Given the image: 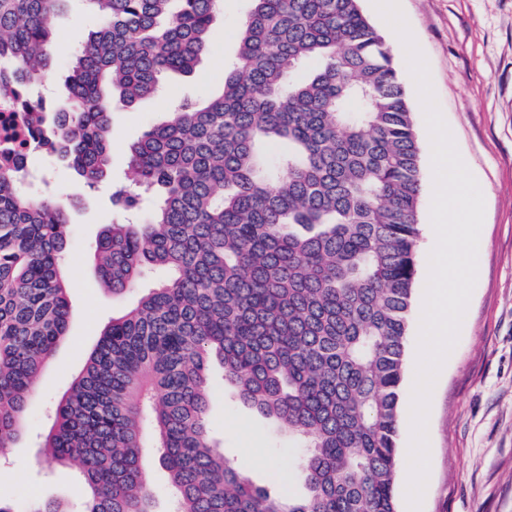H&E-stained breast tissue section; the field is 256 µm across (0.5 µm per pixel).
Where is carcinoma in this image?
<instances>
[{
  "instance_id": "1",
  "label": "carcinoma",
  "mask_w": 512,
  "mask_h": 512,
  "mask_svg": "<svg viewBox=\"0 0 512 512\" xmlns=\"http://www.w3.org/2000/svg\"><path fill=\"white\" fill-rule=\"evenodd\" d=\"M68 0H0V95L41 83ZM96 30L69 105L22 113L43 151L94 188L112 103L134 106L210 45L218 0H85ZM220 95L187 100L130 148L125 211L95 264L120 294L169 273L105 326L57 404L42 452L79 469L84 512H155L154 448L175 512H398L401 385L416 274L419 147L401 72L360 0H252ZM0 168V449L23 432L67 336L68 203ZM296 442L304 493L256 485L209 435L212 361Z\"/></svg>"
}]
</instances>
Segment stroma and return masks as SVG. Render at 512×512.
Here are the masks:
<instances>
[{"label":"stroma","instance_id":"obj_1","mask_svg":"<svg viewBox=\"0 0 512 512\" xmlns=\"http://www.w3.org/2000/svg\"><path fill=\"white\" fill-rule=\"evenodd\" d=\"M411 32L424 53L438 105L458 151L477 179L485 202L478 245V274L459 340L432 391L428 436L430 471L422 512H512V0H400ZM251 0H222L211 45L195 71L169 74L161 92L134 107L112 111V176L89 189L54 156L36 153L45 182L28 185L31 196L72 199L71 246L63 264L70 319L31 397L23 436L0 457V499L25 512L37 499L60 498L81 512L85 494L72 464L39 456L59 398L82 370L103 328L131 309L167 277L148 269L136 290L115 295L98 284L93 255L104 225L123 221L112 207V189L126 181L131 146L163 123L181 98L219 94L224 69L236 57L235 30ZM96 27L84 0H69L56 20L59 42L45 74V94L64 100V80L74 49ZM413 112L420 146L422 202L419 211L414 306L422 308L428 255L435 244L430 222L433 191L430 139L406 56L395 53ZM213 367L210 434L225 456L254 483L272 472L290 474L302 492L299 461L287 434L239 404Z\"/></svg>","mask_w":512,"mask_h":512}]
</instances>
